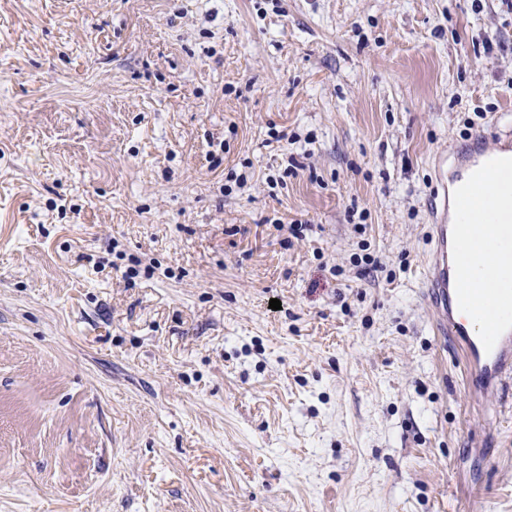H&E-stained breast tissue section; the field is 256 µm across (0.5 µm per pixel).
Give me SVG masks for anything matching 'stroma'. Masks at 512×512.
I'll list each match as a JSON object with an SVG mask.
<instances>
[{
    "label": "stroma",
    "instance_id": "stroma-1",
    "mask_svg": "<svg viewBox=\"0 0 512 512\" xmlns=\"http://www.w3.org/2000/svg\"><path fill=\"white\" fill-rule=\"evenodd\" d=\"M478 129L502 0H0V512H512L422 286Z\"/></svg>",
    "mask_w": 512,
    "mask_h": 512
}]
</instances>
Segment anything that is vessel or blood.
Returning <instances> with one entry per match:
<instances>
[{"instance_id": "b4317fda", "label": "vessel or blood", "mask_w": 512, "mask_h": 512, "mask_svg": "<svg viewBox=\"0 0 512 512\" xmlns=\"http://www.w3.org/2000/svg\"><path fill=\"white\" fill-rule=\"evenodd\" d=\"M456 167L453 194L435 210L425 277L435 291L436 325L456 339L468 387L487 391L512 379V267L492 283L471 271L480 255L497 252L501 237L512 239V225L494 224L479 236L464 219L477 211L493 214L512 173V144L490 146L487 134L477 132Z\"/></svg>"}]
</instances>
